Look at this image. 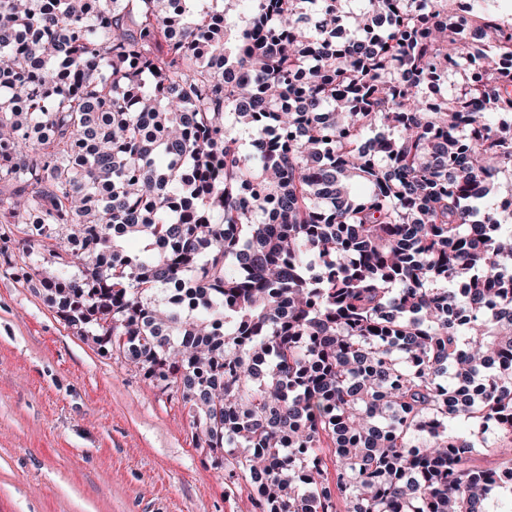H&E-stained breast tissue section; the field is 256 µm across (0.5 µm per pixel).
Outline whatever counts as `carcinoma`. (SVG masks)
I'll use <instances>...</instances> for the list:
<instances>
[{"instance_id":"cac0c4a2","label":"carcinoma","mask_w":512,"mask_h":512,"mask_svg":"<svg viewBox=\"0 0 512 512\" xmlns=\"http://www.w3.org/2000/svg\"><path fill=\"white\" fill-rule=\"evenodd\" d=\"M246 2L0 0L14 269L179 395L259 512L512 501V211L488 188L512 173V23L483 0H430L438 23L416 0Z\"/></svg>"}]
</instances>
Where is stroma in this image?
Masks as SVG:
<instances>
[{
	"instance_id": "stroma-1",
	"label": "stroma",
	"mask_w": 512,
	"mask_h": 512,
	"mask_svg": "<svg viewBox=\"0 0 512 512\" xmlns=\"http://www.w3.org/2000/svg\"><path fill=\"white\" fill-rule=\"evenodd\" d=\"M0 245V512H256L181 404L66 328Z\"/></svg>"
}]
</instances>
